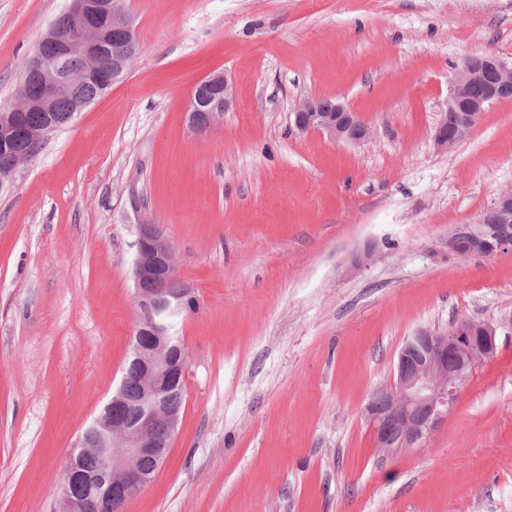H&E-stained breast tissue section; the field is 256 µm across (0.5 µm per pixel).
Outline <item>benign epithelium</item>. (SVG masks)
<instances>
[{
    "label": "benign epithelium",
    "instance_id": "benign-epithelium-1",
    "mask_svg": "<svg viewBox=\"0 0 512 512\" xmlns=\"http://www.w3.org/2000/svg\"><path fill=\"white\" fill-rule=\"evenodd\" d=\"M44 37L57 46L51 59L35 52L27 62L30 79L28 94L11 108L0 112V144L24 139L28 148L20 156L5 150L0 154V192L10 188L11 178L23 159L35 156L47 135L70 123L86 105L73 104L71 113L61 119L55 114V101L63 78L90 80L108 89L126 75L124 65L136 51L133 20L123 0H69ZM83 59L84 67L74 72L69 60ZM486 86L482 98H474L470 88ZM204 96L190 95L189 121L203 132L235 103L231 79L223 72L201 80ZM512 93V62L495 53L467 56L451 80L445 108L434 131V144L441 150L451 147L446 134V117L459 114L460 125L468 128L486 108ZM25 112H45L46 121L37 128L21 124ZM294 126L303 133L320 131L335 142L359 145L371 135L362 117L338 99L319 110L314 99L304 100L293 111ZM512 211V188L501 192L485 214L506 218ZM136 257L132 279L138 307V320L132 356L138 367L137 411L129 413L126 381L106 405L107 412L91 424L98 438L96 450L103 462L98 475L85 474L70 462L62 489L65 512H125L127 502L147 487L152 479L139 466V460L157 453V445L177 431L180 415L166 403L171 377H186L189 369L185 346L176 342L171 317L182 314L184 304L193 298L192 290L179 285L176 292L160 293L155 284L175 275L176 257L164 245L159 225L143 217L137 224ZM496 350V330L485 322L464 320L446 331L420 329L402 346L393 381L376 389L365 406L377 447L391 453L420 445L448 417L470 374Z\"/></svg>",
    "mask_w": 512,
    "mask_h": 512
}]
</instances>
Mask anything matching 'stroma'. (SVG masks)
Masks as SVG:
<instances>
[{
  "instance_id": "1",
  "label": "stroma",
  "mask_w": 512,
  "mask_h": 512,
  "mask_svg": "<svg viewBox=\"0 0 512 512\" xmlns=\"http://www.w3.org/2000/svg\"><path fill=\"white\" fill-rule=\"evenodd\" d=\"M67 0H0V107ZM126 76L0 194V512H61L71 454L117 388L137 322L138 217L158 224L197 310L181 420L126 512H512V251L448 234L512 188V99L463 140L433 133L454 67L512 61V0H126ZM226 73L234 109L188 123ZM335 97L368 141L298 132ZM496 331L419 447L364 416L416 330Z\"/></svg>"
}]
</instances>
